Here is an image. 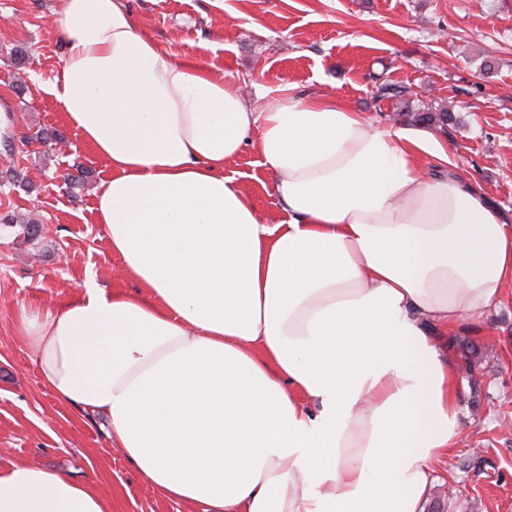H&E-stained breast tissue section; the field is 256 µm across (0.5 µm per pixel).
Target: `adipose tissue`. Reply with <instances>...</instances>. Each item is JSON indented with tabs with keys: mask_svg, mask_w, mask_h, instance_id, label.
Returning <instances> with one entry per match:
<instances>
[{
	"mask_svg": "<svg viewBox=\"0 0 512 512\" xmlns=\"http://www.w3.org/2000/svg\"><path fill=\"white\" fill-rule=\"evenodd\" d=\"M49 86L111 171L96 196L128 293L86 277L21 306L42 380L103 417L152 491L194 512H426L460 439L457 381L431 326L512 288V225L447 162L345 104L258 107L179 61L124 0H63ZM252 146L287 222L224 169ZM0 512H104L91 483L0 466Z\"/></svg>",
	"mask_w": 512,
	"mask_h": 512,
	"instance_id": "obj_1",
	"label": "adipose tissue"
}]
</instances>
